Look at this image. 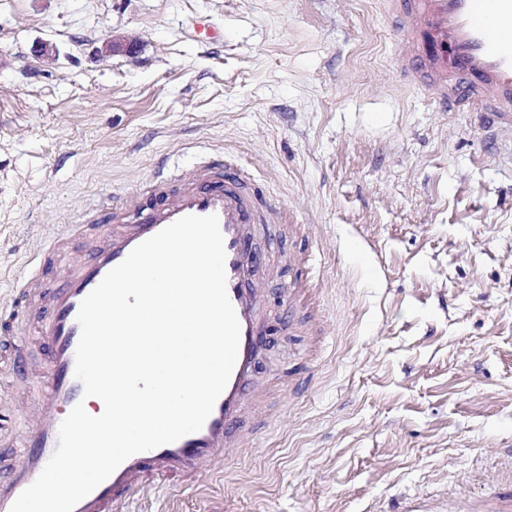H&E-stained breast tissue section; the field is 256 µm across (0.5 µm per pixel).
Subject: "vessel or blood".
Segmentation results:
<instances>
[{
    "label": "vessel or blood",
    "instance_id": "vessel-or-blood-1",
    "mask_svg": "<svg viewBox=\"0 0 512 512\" xmlns=\"http://www.w3.org/2000/svg\"><path fill=\"white\" fill-rule=\"evenodd\" d=\"M386 7L401 13L395 52L437 92L444 107L476 114L485 134L502 145L500 162L512 165V0H386ZM122 210L128 215L124 224L113 223L111 213L100 216L105 246L72 266L62 287L39 289L44 266L60 250L55 243L45 247L41 266L29 269L18 282L8 314L12 325L26 324L36 296H43L47 305L36 334L46 351L49 385L35 400L30 425L14 442L22 453L10 481L0 483V512H10L39 476L58 445L61 422L83 397L75 376L83 299L135 246L186 215L219 218L227 294L240 323L234 369L199 431L129 457L74 512H123L144 486L177 485L197 479L201 463L233 460L225 437L252 402L246 382L260 349L262 300L259 287L249 282L251 239L264 226L282 223L284 208L265 199L261 184L217 155L177 179L157 177L146 191L126 195Z\"/></svg>",
    "mask_w": 512,
    "mask_h": 512
}]
</instances>
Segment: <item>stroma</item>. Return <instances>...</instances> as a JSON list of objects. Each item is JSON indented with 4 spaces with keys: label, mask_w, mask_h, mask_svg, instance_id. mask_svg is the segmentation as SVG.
<instances>
[{
    "label": "stroma",
    "mask_w": 512,
    "mask_h": 512,
    "mask_svg": "<svg viewBox=\"0 0 512 512\" xmlns=\"http://www.w3.org/2000/svg\"><path fill=\"white\" fill-rule=\"evenodd\" d=\"M134 53H104L112 39ZM382 0H0V302L103 197L220 154L312 227L256 234L272 328L206 482L126 512H454L512 492V173L403 79ZM49 44L42 54L40 44ZM324 287L293 328L289 256ZM45 352L0 387V478Z\"/></svg>",
    "instance_id": "obj_1"
}]
</instances>
